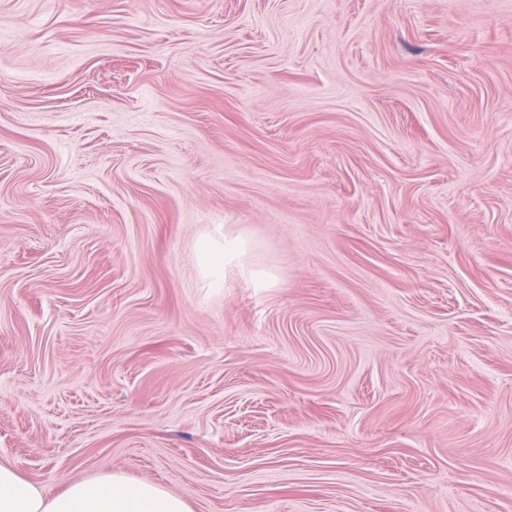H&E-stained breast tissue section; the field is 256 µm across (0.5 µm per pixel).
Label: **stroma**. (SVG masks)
Listing matches in <instances>:
<instances>
[{
    "label": "stroma",
    "mask_w": 512,
    "mask_h": 512,
    "mask_svg": "<svg viewBox=\"0 0 512 512\" xmlns=\"http://www.w3.org/2000/svg\"><path fill=\"white\" fill-rule=\"evenodd\" d=\"M0 463L512 512V0H0ZM246 252L245 243L240 237L229 238L225 236L224 246L210 247L204 243L201 248V270L210 274L224 268L238 259Z\"/></svg>",
    "instance_id": "obj_1"
}]
</instances>
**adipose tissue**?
<instances>
[{"label":"adipose tissue","instance_id":"1","mask_svg":"<svg viewBox=\"0 0 512 512\" xmlns=\"http://www.w3.org/2000/svg\"><path fill=\"white\" fill-rule=\"evenodd\" d=\"M0 512H191L181 498L159 485L129 482L119 473L70 484L56 495L0 463Z\"/></svg>","mask_w":512,"mask_h":512}]
</instances>
